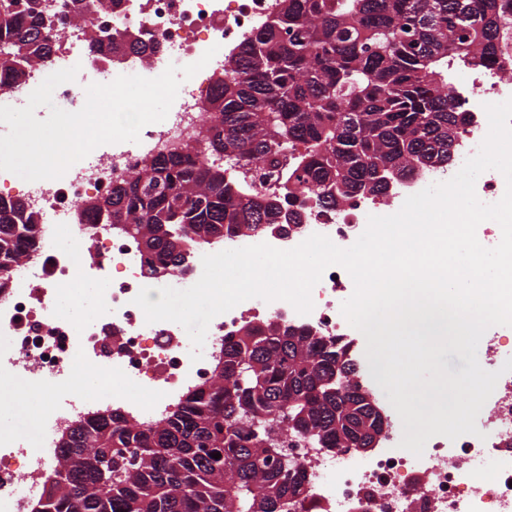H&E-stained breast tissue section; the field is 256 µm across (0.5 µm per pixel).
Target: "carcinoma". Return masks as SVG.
Segmentation results:
<instances>
[{"label": "carcinoma", "instance_id": "1", "mask_svg": "<svg viewBox=\"0 0 512 512\" xmlns=\"http://www.w3.org/2000/svg\"><path fill=\"white\" fill-rule=\"evenodd\" d=\"M511 30L501 0H281L200 107L208 159L157 156L112 186L111 208L84 213L132 226L122 237L146 246L153 278L161 270L189 274L205 247L196 236L266 234L300 223L313 205L386 196L389 182L416 174L420 158L450 159L448 131L472 123L448 89L450 59L486 67L501 59ZM104 45L110 56L159 52L153 41L105 44L95 35L87 50ZM56 48L46 10L0 0V65L14 82L24 83L30 64L47 62ZM263 167L280 171L279 190L250 181ZM38 234L23 200L0 198V274ZM348 350L305 326L243 324L224 341L214 383L187 392L152 425L112 412L75 426L60 445L62 465L42 512H291L305 495L304 476L289 477L273 462L286 424L272 410L290 407L298 417L291 431L318 448L350 447L352 422L375 419L359 405V368ZM338 369L340 394L330 382ZM107 448L135 452L108 458ZM100 458L112 482L106 501L86 471Z\"/></svg>", "mask_w": 512, "mask_h": 512}]
</instances>
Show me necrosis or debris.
Segmentation results:
<instances>
[{"label":"necrosis or debris","mask_w":512,"mask_h":512,"mask_svg":"<svg viewBox=\"0 0 512 512\" xmlns=\"http://www.w3.org/2000/svg\"><path fill=\"white\" fill-rule=\"evenodd\" d=\"M68 3L52 2L61 51L53 55L50 67L32 66L25 84L15 83L1 71L0 105L28 96L51 71L77 66L84 72L105 69L113 78H155L169 65L197 62L208 49L216 54L182 82L167 118L143 127L139 142L101 145L62 178L22 184L44 231L32 252L7 271L9 286L0 292V334L10 339L8 346L0 347V379L38 381L48 388L51 401L37 442L23 438L0 442V512H30L31 503L43 492L47 470L60 457L54 436L62 425L103 403L126 417L153 420L186 388L210 382L213 355L245 322L281 318L349 344L356 341L339 307L340 297L353 293L354 284L345 269L332 266L312 290L310 314L297 313L284 300H245L212 320L201 360L191 361V348L178 324L147 322L133 302L148 284L144 260L134 246L113 235L97 218H73L87 196L108 193L113 183L138 172L150 158L193 147L203 124L199 102L210 92L213 74L270 20L278 0H122L111 11L101 10L97 0H85L81 25ZM105 27L116 33L138 31L159 42L162 51L148 59L137 56L105 66L102 58L84 47L87 33ZM451 84L474 120L460 134L447 170L408 177L381 199L357 197L337 208H314L300 224L281 225L261 239L247 234L225 238L209 246V253L260 241L286 250L314 234L347 248L364 232L369 216L394 214L406 197L453 177L488 132L485 104L512 98V66L462 68L453 72ZM63 238L71 239L72 249H59ZM101 278L110 280L111 288L102 299L95 325L82 327L58 313L61 293L79 297L88 282ZM505 334V328L494 326L483 335L489 348L486 368L500 371L501 376L483 406L479 435L454 440L433 436L419 457L400 448L402 433L397 428L369 457L343 449L322 452L303 435H287L309 490L297 512H512V372L501 370ZM84 371L100 373L118 384V391L87 397L78 384Z\"/></svg>","instance_id":"4bbe7bcc"}]
</instances>
